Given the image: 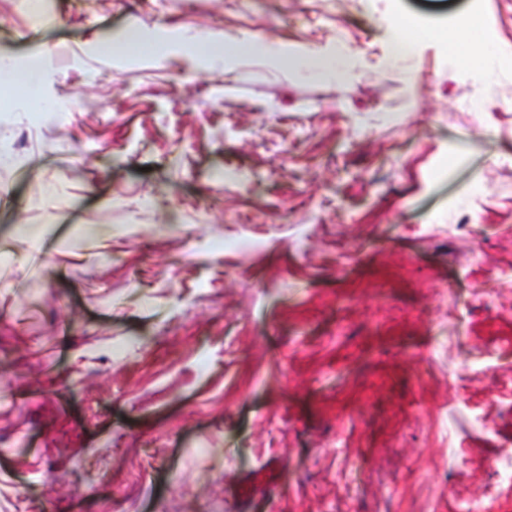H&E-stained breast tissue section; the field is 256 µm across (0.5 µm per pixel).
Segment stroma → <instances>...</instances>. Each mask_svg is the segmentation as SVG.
I'll return each instance as SVG.
<instances>
[{"instance_id": "obj_1", "label": "stroma", "mask_w": 512, "mask_h": 512, "mask_svg": "<svg viewBox=\"0 0 512 512\" xmlns=\"http://www.w3.org/2000/svg\"><path fill=\"white\" fill-rule=\"evenodd\" d=\"M31 3L0 0L53 106L0 91V512H512V0ZM468 15L497 63L450 58ZM256 36L351 70L212 64ZM19 224L83 243L30 264Z\"/></svg>"}]
</instances>
